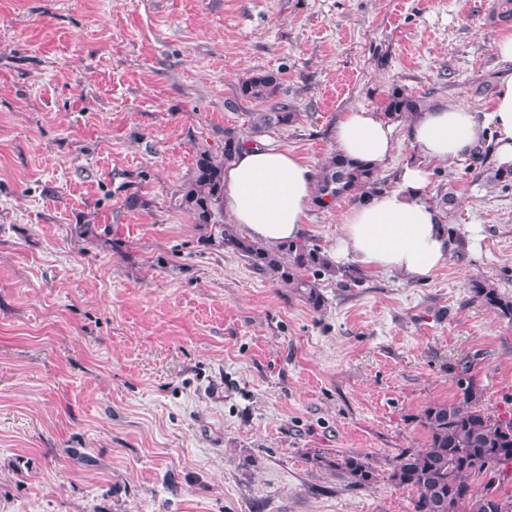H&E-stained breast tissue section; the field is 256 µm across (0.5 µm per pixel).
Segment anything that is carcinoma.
Here are the masks:
<instances>
[{
	"label": "carcinoma",
	"mask_w": 512,
	"mask_h": 512,
	"mask_svg": "<svg viewBox=\"0 0 512 512\" xmlns=\"http://www.w3.org/2000/svg\"><path fill=\"white\" fill-rule=\"evenodd\" d=\"M281 79L273 72H258L241 82L238 97L271 100ZM421 101L394 88L388 94L383 117L397 122L415 116ZM293 107L278 101L270 111L257 112L254 130L287 125L295 120ZM250 140L233 129L224 130V148L214 154L198 153L191 181L182 191L179 207L194 223L210 228L207 241L226 253L241 257L251 269L294 289L315 311L324 306L317 277L336 275V264L321 248L307 240L267 247L243 235L234 224L216 215L224 210V172ZM314 203L328 207L336 200L375 193L381 181L378 165L332 154L315 176ZM473 298L512 321V297L485 280L470 283ZM425 433L420 448H406L383 461L368 455L316 456L315 464L331 471L350 488H376L383 483L410 493V512H512V491L502 477L512 467V416L495 415L479 405L473 382L460 385L451 403H433L418 416Z\"/></svg>",
	"instance_id": "1"
}]
</instances>
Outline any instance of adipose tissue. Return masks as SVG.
Returning a JSON list of instances; mask_svg holds the SVG:
<instances>
[{"mask_svg":"<svg viewBox=\"0 0 512 512\" xmlns=\"http://www.w3.org/2000/svg\"><path fill=\"white\" fill-rule=\"evenodd\" d=\"M485 125L496 134L499 165H512V74L501 79L491 111L479 114L447 102L415 116L408 135L417 161L404 165L395 190L364 197L342 211L332 261L415 279L441 268L453 241L427 198V164L473 153ZM392 134L375 111L352 110L336 126V150L378 164L392 151ZM314 188L313 169L295 154L250 145L225 171L224 204L253 241L273 247L301 238Z\"/></svg>","mask_w":512,"mask_h":512,"instance_id":"ef3b65f1","label":"adipose tissue"}]
</instances>
